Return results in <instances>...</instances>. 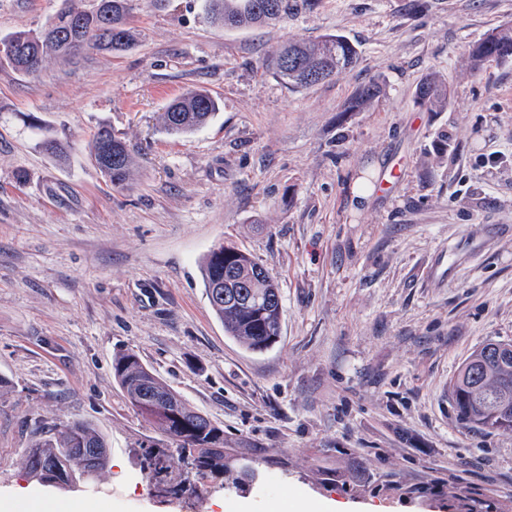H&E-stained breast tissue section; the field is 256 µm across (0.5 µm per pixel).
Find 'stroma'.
Segmentation results:
<instances>
[{"label":"stroma","instance_id":"1","mask_svg":"<svg viewBox=\"0 0 512 512\" xmlns=\"http://www.w3.org/2000/svg\"><path fill=\"white\" fill-rule=\"evenodd\" d=\"M294 3L277 24L228 29L201 0H132L128 51L53 57L34 76L0 62L1 495L34 486L36 427L79 419L106 437L108 465L46 491L99 512H267L286 492L314 512H512V432L462 428L448 391L482 343L512 341V62H467L512 25V0ZM89 5L0 0V37ZM327 33L356 46L354 68L308 89L265 68ZM431 73L450 90L442 112L414 101ZM372 81L379 97L347 111ZM193 89L218 113L162 132ZM104 124L134 159L123 189L90 156ZM359 179L376 186L361 205ZM222 244L279 287L266 351L210 307L199 265ZM130 350L224 431V477L173 468L193 495L162 493L145 468L146 449L177 442L116 382Z\"/></svg>","mask_w":512,"mask_h":512}]
</instances>
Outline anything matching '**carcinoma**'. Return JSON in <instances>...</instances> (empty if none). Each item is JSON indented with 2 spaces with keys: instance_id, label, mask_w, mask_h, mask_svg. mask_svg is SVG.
Segmentation results:
<instances>
[{
  "instance_id": "obj_1",
  "label": "carcinoma",
  "mask_w": 512,
  "mask_h": 512,
  "mask_svg": "<svg viewBox=\"0 0 512 512\" xmlns=\"http://www.w3.org/2000/svg\"><path fill=\"white\" fill-rule=\"evenodd\" d=\"M130 0H112V33L99 32L101 21L95 8H67L84 29L83 44L49 48L38 52V33L17 31L9 39L22 48L7 60L17 72L31 74L52 57L71 56L90 50L125 52L134 45L130 27ZM292 10L290 0H203L207 20L224 27H250L280 22ZM512 59V27L500 28L470 50V68L479 69L485 61ZM358 59L355 46L344 36L327 34L315 42H290L266 60L271 69L289 86L310 88L330 80L353 67ZM381 87L370 82L356 91L347 112H359L380 94ZM415 103L427 112H441L448 105V87L436 74L426 76L417 86ZM219 110L218 102L205 90H190L170 102L159 116L162 130L170 135H187L210 121ZM112 142V163L98 169L112 186L125 188L130 180L133 160L125 141L102 126L96 132L91 156L98 160L104 141ZM41 148L60 161L67 158V146L46 137ZM206 296L225 334L246 349L264 351L280 335L282 304L279 289L265 269L247 254L230 246L210 250L200 263ZM224 280V292L234 302L214 296L213 284ZM490 344L474 350L462 363L449 385L456 416L469 428L485 433L512 431V361L496 360L489 354ZM115 379L128 401L165 434L180 442L179 457L198 471L224 475V430L210 418L188 408L180 396L155 375L133 351L113 359ZM109 461L102 435L82 420L67 422L55 433L40 438L25 449V465L37 481L59 488H73L82 481L84 466L100 471ZM154 473L168 471L174 457L160 449H150L145 458Z\"/></svg>"
}]
</instances>
